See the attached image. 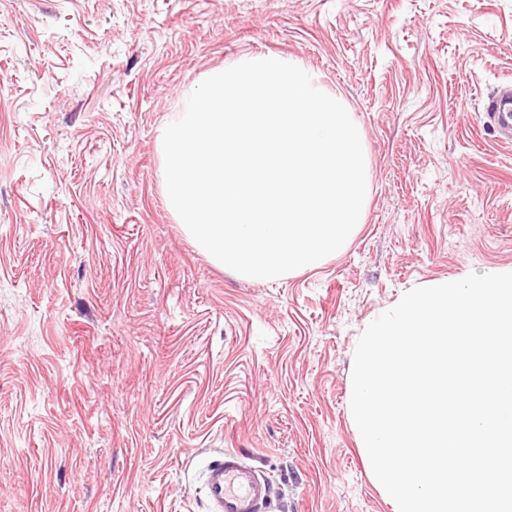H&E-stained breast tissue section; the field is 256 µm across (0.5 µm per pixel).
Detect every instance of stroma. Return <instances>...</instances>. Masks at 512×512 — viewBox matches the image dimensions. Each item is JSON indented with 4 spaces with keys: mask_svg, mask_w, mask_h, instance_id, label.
<instances>
[{
    "mask_svg": "<svg viewBox=\"0 0 512 512\" xmlns=\"http://www.w3.org/2000/svg\"><path fill=\"white\" fill-rule=\"evenodd\" d=\"M301 61L368 163L314 271L215 265L163 194L160 129L242 56ZM512 0H0V512H207L232 451L270 512H394L351 424L365 325L512 266ZM485 114L499 133V140L503 144L512 141V87L506 85L498 89L497 93L489 98L485 104Z\"/></svg>",
    "mask_w": 512,
    "mask_h": 512,
    "instance_id": "stroma-1",
    "label": "stroma"
}]
</instances>
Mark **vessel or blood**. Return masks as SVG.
Here are the masks:
<instances>
[{"label": "vessel or blood", "mask_w": 512, "mask_h": 512, "mask_svg": "<svg viewBox=\"0 0 512 512\" xmlns=\"http://www.w3.org/2000/svg\"><path fill=\"white\" fill-rule=\"evenodd\" d=\"M485 114L502 143L512 142V87L503 86L489 98ZM209 512H261L268 487L255 467L237 453L226 452L210 461L205 470Z\"/></svg>", "instance_id": "obj_1"}]
</instances>
